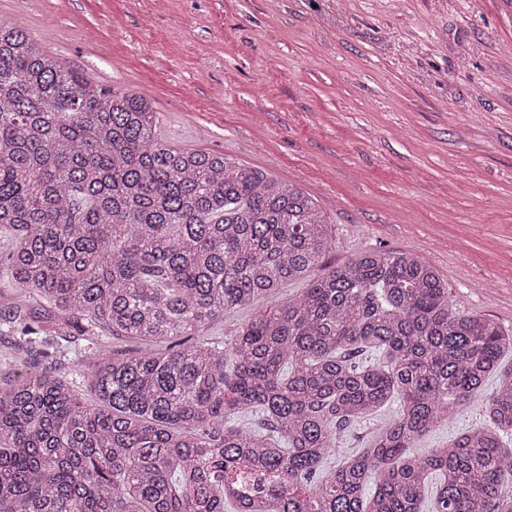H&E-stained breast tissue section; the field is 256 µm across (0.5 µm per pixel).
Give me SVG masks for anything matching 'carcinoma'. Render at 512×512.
Segmentation results:
<instances>
[{
	"mask_svg": "<svg viewBox=\"0 0 512 512\" xmlns=\"http://www.w3.org/2000/svg\"><path fill=\"white\" fill-rule=\"evenodd\" d=\"M0 231L18 293L0 321L44 358L88 341L89 383L28 368L0 384V512H422L433 474L430 512H512V329L456 308L410 252L311 277L335 237L309 195L167 144L145 96L5 22ZM290 282L308 288L228 341L198 338ZM39 300L61 314L51 327L29 318ZM396 399L366 447L322 471L344 427ZM474 405L486 424L410 452Z\"/></svg>",
	"mask_w": 512,
	"mask_h": 512,
	"instance_id": "obj_1",
	"label": "carcinoma"
}]
</instances>
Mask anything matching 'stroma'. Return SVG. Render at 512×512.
Here are the masks:
<instances>
[{
  "instance_id": "1",
  "label": "stroma",
  "mask_w": 512,
  "mask_h": 512,
  "mask_svg": "<svg viewBox=\"0 0 512 512\" xmlns=\"http://www.w3.org/2000/svg\"><path fill=\"white\" fill-rule=\"evenodd\" d=\"M0 21L146 95L171 146L301 188L323 267L410 251L512 329V0H0Z\"/></svg>"
}]
</instances>
